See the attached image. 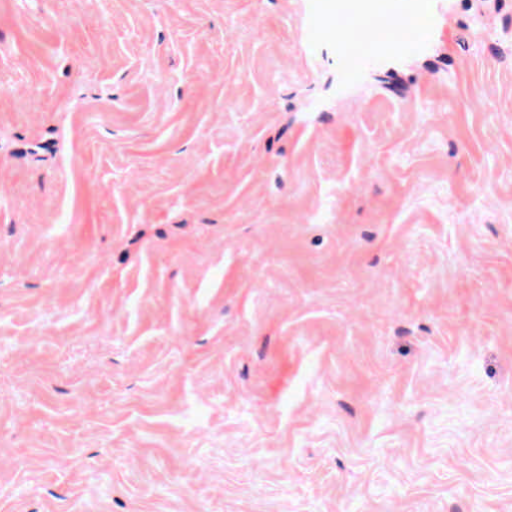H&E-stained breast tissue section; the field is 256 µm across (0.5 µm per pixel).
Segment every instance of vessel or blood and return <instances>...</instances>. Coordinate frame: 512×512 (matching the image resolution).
<instances>
[{
  "instance_id": "1",
  "label": "vessel or blood",
  "mask_w": 512,
  "mask_h": 512,
  "mask_svg": "<svg viewBox=\"0 0 512 512\" xmlns=\"http://www.w3.org/2000/svg\"><path fill=\"white\" fill-rule=\"evenodd\" d=\"M350 18L370 29L385 30L383 39L364 47L348 38H337L336 57L347 71L380 65L400 48L396 28H410L417 22L442 31L446 18L444 0H319L308 17L306 36L308 40L323 37L325 21Z\"/></svg>"
}]
</instances>
